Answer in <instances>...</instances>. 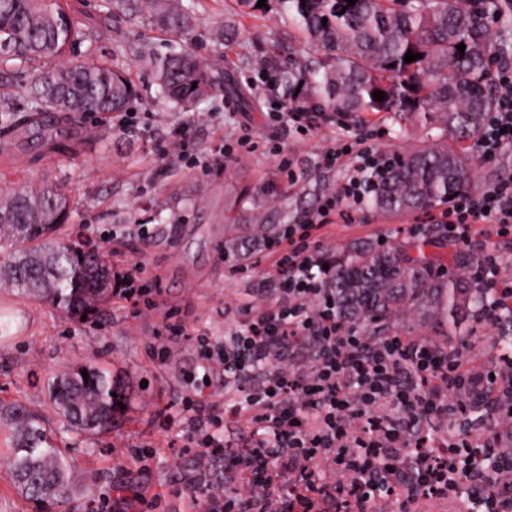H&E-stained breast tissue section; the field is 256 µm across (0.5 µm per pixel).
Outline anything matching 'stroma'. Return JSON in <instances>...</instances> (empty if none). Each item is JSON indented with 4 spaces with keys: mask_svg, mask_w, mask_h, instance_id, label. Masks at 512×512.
Instances as JSON below:
<instances>
[{
    "mask_svg": "<svg viewBox=\"0 0 512 512\" xmlns=\"http://www.w3.org/2000/svg\"><path fill=\"white\" fill-rule=\"evenodd\" d=\"M90 35L66 58L82 59L95 51L104 60L118 58L136 95L129 110L135 121L122 128L85 116L81 123H56L59 142L31 136L24 125L0 129V188L34 182L60 186L70 199V218L60 240L100 244L143 228L148 241L128 259L146 274H161L166 292L155 310L135 314L111 299L87 318L66 316L60 308L18 296L0 287V408L21 403L45 419L47 385L57 372L93 364L110 371L126 390L125 408L111 430L88 440L62 436L60 445L93 484L92 495L40 506L20 495L6 474L10 430L0 424V512H203L207 493L230 490L224 464L186 451L192 427L213 405L237 391L224 385L220 365L201 359L194 340L163 338L165 316L174 313L189 327L222 340L238 325L240 307L259 302L272 281V260L262 247L247 256L224 254V227L244 224L254 206L268 212L272 224H312L328 196L346 181L360 160L326 166L324 153L341 143L364 141L386 152L422 144L417 129L390 139L380 119L347 127L319 121L316 129L288 123L266 91L265 79L249 64L274 41L299 46L297 30L269 10L243 18L239 38L223 46L206 40L191 49L205 63L224 65L227 73L260 99L255 112L239 111L236 102L213 98L193 111L177 112L159 98V88L144 62L168 53L170 35L146 20L109 10L105 0H66ZM120 56H113V49ZM186 127L183 150L169 149L177 127ZM250 137L254 151L239 147ZM233 158H223L224 148ZM248 200H241V192ZM441 209L388 214L359 207L351 221L324 228L322 252L358 240L388 243L409 239L415 224L439 221ZM243 265L229 275L226 263ZM491 320L476 335H437L431 322L411 317L404 333L411 338L461 349L473 363L504 366V356L480 340L491 334ZM195 407L185 410V400Z\"/></svg>",
    "mask_w": 512,
    "mask_h": 512,
    "instance_id": "1",
    "label": "stroma"
}]
</instances>
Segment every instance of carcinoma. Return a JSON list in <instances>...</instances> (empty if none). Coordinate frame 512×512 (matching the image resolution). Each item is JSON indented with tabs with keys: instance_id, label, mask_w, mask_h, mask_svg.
<instances>
[{
	"instance_id": "1",
	"label": "carcinoma",
	"mask_w": 512,
	"mask_h": 512,
	"mask_svg": "<svg viewBox=\"0 0 512 512\" xmlns=\"http://www.w3.org/2000/svg\"><path fill=\"white\" fill-rule=\"evenodd\" d=\"M114 10L145 18L175 38L191 43L199 35L193 5L185 0H108ZM276 15L297 28L309 51L274 50L251 60L270 78L267 88L291 109L334 112L352 119L381 115L389 137L418 128L427 145L393 152L379 170L367 173L365 204L405 213L448 204L472 184L474 157L460 143L478 135L493 110L490 66L497 43L488 20H497L499 0L470 7L465 0H273ZM327 23H322V18ZM0 32L11 42L0 47V87L17 67L30 73V132L45 136L39 120L54 112L71 124L87 114L126 111L135 91L117 62L93 58L52 64L86 33L62 0H0ZM216 43L232 42L236 20L209 31ZM465 44V51L456 45ZM422 58L404 62L407 52ZM163 97L182 112L213 95L234 96L243 112L258 109L259 98L230 82L225 72L185 50L149 59ZM197 87H192V83ZM384 100L373 99L374 91ZM69 198L57 185L31 183L0 194V282L19 295L57 305L70 315H88L112 296V268L99 249L61 243L53 234L67 221ZM275 225L255 210L243 239L233 224L224 227L226 248L251 250ZM446 239L432 224L423 237L387 246L354 242L324 257L323 287L336 302V315L370 338L399 333L413 314L453 330L464 317L481 320L490 300L475 275L478 260L456 252L445 260L426 247ZM494 350L512 347V310L495 320ZM56 375L48 401L60 423L75 437L112 427L125 400L123 386L94 365ZM15 426L8 465L15 486L36 502L68 497L83 489L70 459L26 407L6 410Z\"/></svg>"
}]
</instances>
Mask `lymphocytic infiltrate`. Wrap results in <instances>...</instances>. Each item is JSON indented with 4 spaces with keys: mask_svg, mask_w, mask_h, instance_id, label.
<instances>
[{
    "mask_svg": "<svg viewBox=\"0 0 512 512\" xmlns=\"http://www.w3.org/2000/svg\"><path fill=\"white\" fill-rule=\"evenodd\" d=\"M495 107L477 139L484 160L512 149V59L492 73ZM358 153L361 170L343 182L320 213L327 225L340 203L359 205L367 191L362 172L374 164L368 149L345 144L329 150L328 164ZM447 239L482 244L489 236L512 237V179L479 194L449 199L442 215ZM313 225H287L268 241L274 286L249 309L239 328L214 342L196 341L202 359L224 367V382L242 387L211 415L213 426L246 422L240 442L196 433L190 448L224 462L238 480L231 494L209 495L207 512H376L382 497L409 487L401 503L448 501L469 491L471 512H512V449L472 434H454L458 418L475 406H495L498 420L512 421V379L474 365L458 349L408 336L368 340L337 316L321 286V242ZM142 266L112 273V293L132 307L153 310L162 295L160 276L141 286ZM447 441L448 451L431 446ZM328 468L344 481L319 476Z\"/></svg>",
    "mask_w": 512,
    "mask_h": 512,
    "instance_id": "f902f5d3",
    "label": "lymphocytic infiltrate"
}]
</instances>
